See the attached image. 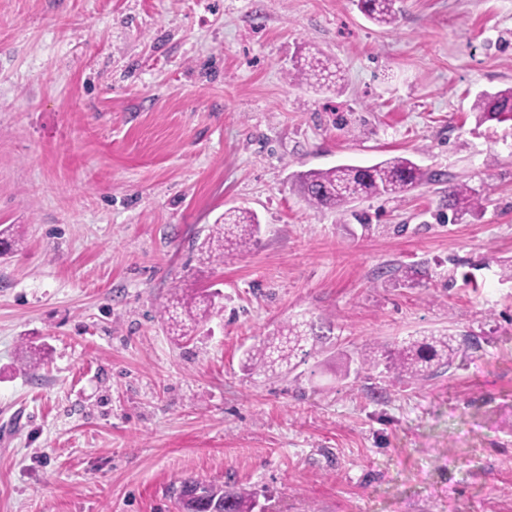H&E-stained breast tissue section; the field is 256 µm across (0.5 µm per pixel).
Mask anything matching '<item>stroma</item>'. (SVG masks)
<instances>
[{
    "label": "stroma",
    "mask_w": 512,
    "mask_h": 512,
    "mask_svg": "<svg viewBox=\"0 0 512 512\" xmlns=\"http://www.w3.org/2000/svg\"><path fill=\"white\" fill-rule=\"evenodd\" d=\"M0 0V512H177L183 479L265 512H512V0ZM344 82L292 81L301 55ZM402 155L432 182L341 210L299 174ZM485 190L448 223V188ZM253 211L249 252L199 238ZM215 292L191 341L161 309ZM330 329L274 376L244 352ZM429 331L465 356L425 381L357 358ZM29 359H22V352ZM400 0H359L361 12L379 26L393 25L397 19ZM483 121L502 122L512 119V87L480 93L472 106Z\"/></svg>",
    "instance_id": "1"
}]
</instances>
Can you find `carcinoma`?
I'll list each match as a JSON object with an SVG mask.
<instances>
[{
  "instance_id": "carcinoma-1",
  "label": "carcinoma",
  "mask_w": 512,
  "mask_h": 512,
  "mask_svg": "<svg viewBox=\"0 0 512 512\" xmlns=\"http://www.w3.org/2000/svg\"><path fill=\"white\" fill-rule=\"evenodd\" d=\"M400 0H358L361 12L379 26L395 23ZM292 79L301 80L317 90H329L341 80L340 69L316 53L300 57ZM483 121L502 122L512 119V87L496 92L480 93L472 106ZM425 174L414 161L392 156L369 167L342 164L329 169L310 170L302 177L307 204L314 209H342L356 198L397 195L419 184ZM486 195L467 185L448 188V221L457 223L465 216H475L483 209ZM258 220L247 208L236 207L224 212L223 222L203 239L200 254L211 262H224V256L246 252L258 231ZM21 234L11 228L0 231V247L4 252L22 246ZM212 294L174 293L162 307L172 336L191 335L198 324L209 318L214 309ZM320 336L314 324L304 318L289 320L272 335L246 352L245 367L262 375L280 373L296 359L311 356ZM463 355L462 343L446 332L431 331L409 336L392 345L367 344L359 354L360 363L370 369L396 378L414 381L425 379L430 371L451 367ZM177 495L179 512H254V493L244 487L224 488L209 480L189 478L180 483Z\"/></svg>"
}]
</instances>
